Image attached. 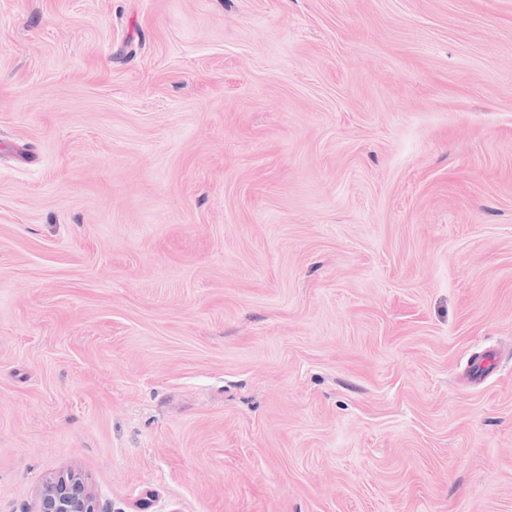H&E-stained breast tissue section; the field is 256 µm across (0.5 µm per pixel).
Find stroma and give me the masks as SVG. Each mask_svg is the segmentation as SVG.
<instances>
[{
  "label": "stroma",
  "mask_w": 512,
  "mask_h": 512,
  "mask_svg": "<svg viewBox=\"0 0 512 512\" xmlns=\"http://www.w3.org/2000/svg\"><path fill=\"white\" fill-rule=\"evenodd\" d=\"M512 512V0H0V512ZM34 512H106L99 510L86 481L69 473L47 480L38 495Z\"/></svg>",
  "instance_id": "obj_1"
}]
</instances>
